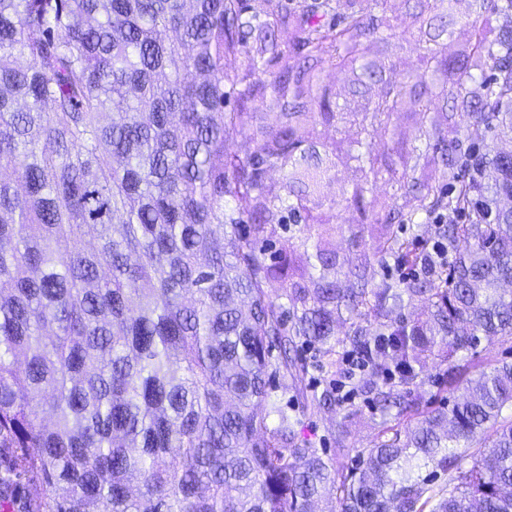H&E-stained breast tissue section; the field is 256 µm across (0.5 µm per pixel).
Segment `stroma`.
Instances as JSON below:
<instances>
[{
	"mask_svg": "<svg viewBox=\"0 0 512 512\" xmlns=\"http://www.w3.org/2000/svg\"><path fill=\"white\" fill-rule=\"evenodd\" d=\"M413 10L412 0H405L400 6L403 20H394L390 15L385 18L387 25H394V34H387L382 29L370 42L368 59L384 66V80H394L405 71L422 68L409 35V15ZM324 85L332 100L336 101L337 109L334 116L318 118L314 138V147L323 161L326 175L320 191L311 195L309 206L320 223L313 226L305 223L303 218L287 216L285 224L277 226L274 242L279 246L287 244L292 247L297 264L306 272L299 282L303 288H314L320 276L319 268L312 266L310 257L315 252L318 233L323 227L328 230L329 246L335 251L341 266V285H348L349 275L353 272L364 275L373 284L384 281L402 284L396 259L380 261L374 257L386 215L383 204L400 193L398 184L389 181L385 168L388 163L405 155L409 158V172L416 179L426 181L435 177L436 166L412 136L415 115L401 113L388 118L387 124L405 131L404 140L396 144L389 154L381 156L376 169H369L358 158V130L360 126L379 123L368 110V100L378 91V84L367 80L354 85L348 76L329 73L325 76ZM365 181L372 183L378 206L365 210L353 205L344 206L343 201L350 196L353 187ZM272 398L287 404L289 413L299 422L302 436L337 464L353 466L357 449L373 444L376 438L380 411L363 397H355L353 404L345 403L321 412L309 404L289 401L287 394L280 389L273 392ZM340 417L346 418L349 430L347 440L341 443L337 442L334 433L335 422Z\"/></svg>",
	"mask_w": 512,
	"mask_h": 512,
	"instance_id": "35a3bbf8",
	"label": "stroma"
}]
</instances>
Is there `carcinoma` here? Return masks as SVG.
<instances>
[{"instance_id": "1", "label": "carcinoma", "mask_w": 512, "mask_h": 512, "mask_svg": "<svg viewBox=\"0 0 512 512\" xmlns=\"http://www.w3.org/2000/svg\"><path fill=\"white\" fill-rule=\"evenodd\" d=\"M392 2L324 0L334 22L296 23L284 0H0V512H512V361L459 385L464 353L512 337V29L491 26L512 0H471L454 57V0H422L437 33L417 27V48L447 81L416 98L409 71L371 108L419 113L441 167L402 177L387 223L448 211L435 236L454 260L428 269L427 240L388 230L376 255L410 271L403 288H342L320 247L314 290L285 307L267 288L291 270L274 225L322 183L286 204L267 174L311 144L314 69L363 59ZM458 101L463 152L427 127ZM304 345L358 359L387 413L351 469L271 399L279 377L308 399Z\"/></svg>"}]
</instances>
